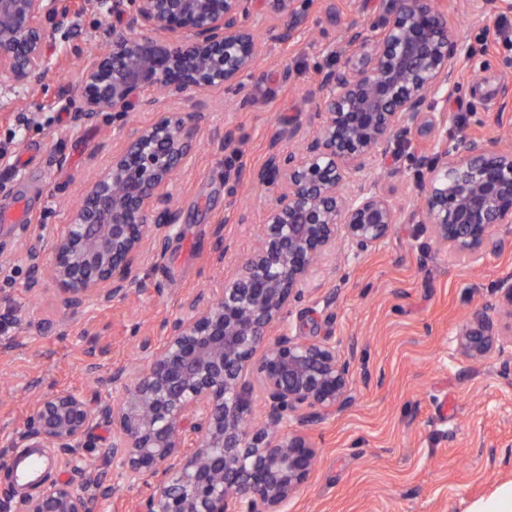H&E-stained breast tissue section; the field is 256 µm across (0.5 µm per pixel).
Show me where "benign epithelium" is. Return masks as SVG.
<instances>
[{"instance_id":"7a95c632","label":"benign epithelium","mask_w":512,"mask_h":512,"mask_svg":"<svg viewBox=\"0 0 512 512\" xmlns=\"http://www.w3.org/2000/svg\"><path fill=\"white\" fill-rule=\"evenodd\" d=\"M112 0V36L90 54L57 104L80 103L76 120L103 112L128 124L146 95L173 101L232 89L253 72L262 45L250 24L253 0ZM448 0H386L382 15L346 28L341 63L317 71L316 130L296 129V150L273 144L252 179L271 193L257 245L229 277L187 296L182 313L162 324L146 364L119 369L121 394L89 400L68 389L38 396L14 448H49L77 478L20 502L17 512H94L115 486L98 468L78 464L105 427V454L129 483L150 493L142 512H284L319 456L307 433L352 402L354 364L336 346L282 331L322 263L346 243L355 254L378 247L405 212L373 176L377 162L420 134L430 150L421 212L428 234L459 260L500 253L495 228L512 229V145L467 133L448 116L462 54ZM64 0H0V80L33 83L51 65L46 23L62 24ZM206 116L160 112L134 127L124 147L97 164L70 224L48 251L25 250L28 287L49 286L56 308L74 313L124 297L149 257L165 256L180 218L170 185L186 164ZM497 303L461 322L457 348L481 361L512 346V274L495 284ZM264 403L249 427L253 398Z\"/></svg>"}]
</instances>
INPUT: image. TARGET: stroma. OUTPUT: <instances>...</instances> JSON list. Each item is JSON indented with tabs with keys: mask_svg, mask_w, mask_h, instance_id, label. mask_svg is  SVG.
I'll return each instance as SVG.
<instances>
[{
	"mask_svg": "<svg viewBox=\"0 0 512 512\" xmlns=\"http://www.w3.org/2000/svg\"><path fill=\"white\" fill-rule=\"evenodd\" d=\"M466 56L448 111L471 132L494 138L512 128V44L485 40L488 22L512 32V0H490L488 16L454 0ZM336 17L316 6L300 12L289 40L277 36L276 0H257L253 25L264 44L255 75L233 91L214 89L179 102L207 116L172 191L180 207L164 259L145 262L139 286L105 307L59 313L51 291L28 289L21 244L47 247L70 221L77 195L93 174L92 155L119 149L128 128L103 114L76 124L51 107L61 82L112 31L97 0L64 24L48 23L53 64L33 85L0 83V210L23 203L29 230L0 226V448L22 427L33 396L65 387L88 397L115 392L114 371L144 361L143 339L163 340L161 325L189 294L209 285L212 257L224 243L232 271L262 230L264 187L250 169L290 128H313L316 69L337 67L341 22H371L381 0H335ZM232 139L241 152L220 150ZM377 174L398 198L420 185L406 157L380 161ZM238 205L223 236L228 185ZM512 273V247L469 264L433 243L412 217L395 225L376 250L341 248L290 306L283 329L326 341L353 358V402L308 426L319 458L286 512H512V348L476 364L456 344L457 325L494 304V285ZM118 492L97 512H140L146 490L119 480L111 460H99Z\"/></svg>",
	"mask_w": 512,
	"mask_h": 512,
	"instance_id": "stroma-1",
	"label": "stroma"
}]
</instances>
